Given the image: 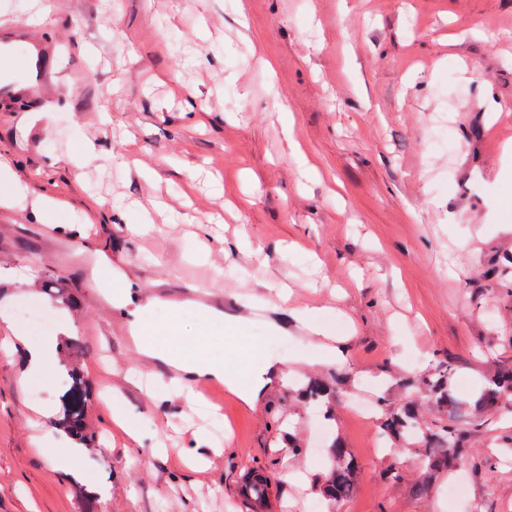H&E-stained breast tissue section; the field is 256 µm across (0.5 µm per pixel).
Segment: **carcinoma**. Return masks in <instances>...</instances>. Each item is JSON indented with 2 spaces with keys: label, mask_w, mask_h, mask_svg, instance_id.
Returning <instances> with one entry per match:
<instances>
[{
  "label": "carcinoma",
  "mask_w": 512,
  "mask_h": 512,
  "mask_svg": "<svg viewBox=\"0 0 512 512\" xmlns=\"http://www.w3.org/2000/svg\"><path fill=\"white\" fill-rule=\"evenodd\" d=\"M452 364H447L434 378L426 381V393L433 406L446 411L458 410L463 405L455 403L449 395L448 384L451 382ZM512 397V368L498 371L491 377L488 386L481 392L474 407L478 410L496 406L502 400ZM61 426L73 440L80 444H89L92 437L88 435L84 423L81 399L74 397L65 407ZM381 427L390 438H407L412 433L421 434L424 454L431 469H454L467 464L468 449L464 446L465 435L453 424L443 423L433 428L420 429L415 406L410 404L402 411H388L384 414ZM358 472L356 464L342 441L335 439L330 445L329 470L319 487L321 496L329 503H336L349 496Z\"/></svg>",
  "instance_id": "carcinoma-1"
}]
</instances>
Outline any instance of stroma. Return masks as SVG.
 Here are the masks:
<instances>
[{
    "label": "stroma",
    "instance_id": "obj_1",
    "mask_svg": "<svg viewBox=\"0 0 512 512\" xmlns=\"http://www.w3.org/2000/svg\"><path fill=\"white\" fill-rule=\"evenodd\" d=\"M38 7L0 0L5 37L47 60L38 84L19 81L26 43L0 62L14 83L0 165L25 187L0 181V512H251L253 468L275 512H309L326 430L361 477L325 512H512V458H495L512 405L458 418L473 460L454 473L423 468L408 441L377 451L380 412L353 409L371 394L428 421L422 379L441 361L461 399L512 366V0H55L35 26ZM142 213L151 224L131 232ZM103 257L163 300L157 321L183 304L191 335L197 304L219 309L245 326L238 347L290 359L288 381L252 406L186 405L132 344ZM304 306L322 333L295 317ZM24 307L54 336L73 323L75 353L55 355L48 386L3 349ZM331 336L341 361L316 357ZM74 369L97 442L63 470L51 459ZM311 380L329 397L306 395ZM115 409L141 446L113 429ZM196 440L224 452L185 468Z\"/></svg>",
    "mask_w": 512,
    "mask_h": 512
}]
</instances>
